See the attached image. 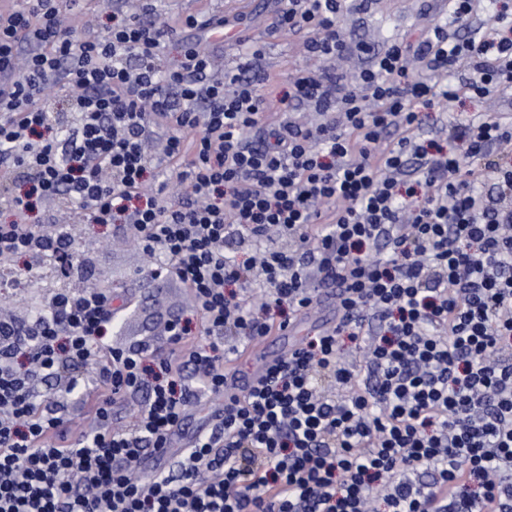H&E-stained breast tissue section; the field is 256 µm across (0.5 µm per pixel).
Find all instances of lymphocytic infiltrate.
<instances>
[{"instance_id": "obj_1", "label": "lymphocytic infiltrate", "mask_w": 512, "mask_h": 512, "mask_svg": "<svg viewBox=\"0 0 512 512\" xmlns=\"http://www.w3.org/2000/svg\"><path fill=\"white\" fill-rule=\"evenodd\" d=\"M280 2L276 28L303 35L312 61L284 91L248 79L264 48L241 37L236 68L213 76L199 37L221 18L158 25L142 0L81 39L60 0L0 10V262L63 250L80 266L55 220L65 206L150 255L146 281L188 288L203 327L173 314L166 349L112 347L107 288L0 314V512H512V118L419 135L424 111L512 86V9L467 38L477 0H449L451 22L372 54L345 84L322 67L349 50L345 0ZM52 88L74 123L54 122ZM300 103L315 121L280 120ZM155 134L173 199L148 187ZM273 229L287 248L266 246ZM231 239L255 255L227 254ZM321 281L336 286L334 325L228 391V365L307 316ZM349 348L356 363L341 360ZM74 368L93 370L97 396ZM139 392L145 406L114 428ZM201 392L223 396L222 418L186 429ZM420 467L430 481L409 478Z\"/></svg>"}]
</instances>
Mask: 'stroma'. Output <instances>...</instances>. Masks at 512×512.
Here are the masks:
<instances>
[{"instance_id": "1", "label": "stroma", "mask_w": 512, "mask_h": 512, "mask_svg": "<svg viewBox=\"0 0 512 512\" xmlns=\"http://www.w3.org/2000/svg\"><path fill=\"white\" fill-rule=\"evenodd\" d=\"M279 0H159L157 11L162 21L172 22L186 15L240 16L244 36L256 39L265 48L258 71L262 74H286L305 66L302 38L273 26ZM448 0H366L363 8L349 9L341 19L348 40L375 49L388 46L411 30L419 29L427 20L446 15ZM79 248L91 260L90 279L103 286H116L128 301L120 313V325L113 328L110 342L126 346L157 332L173 313H190L191 297L175 286L156 283L143 287L141 273L148 266L142 250L133 243L117 237L112 225L85 224L75 236ZM333 287H320L318 304L291 333L287 343H274L253 350V357H273L285 344H297L308 333L318 329L331 317Z\"/></svg>"}]
</instances>
